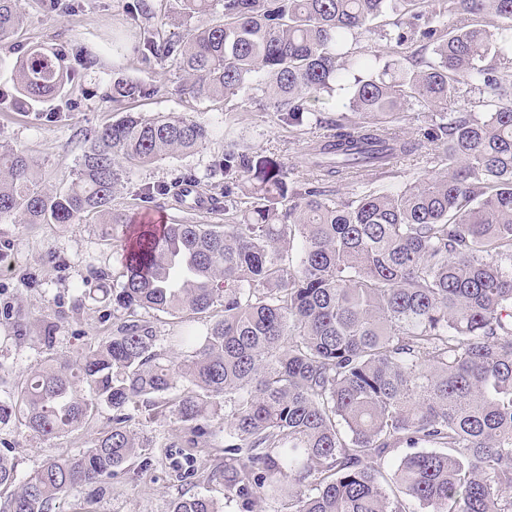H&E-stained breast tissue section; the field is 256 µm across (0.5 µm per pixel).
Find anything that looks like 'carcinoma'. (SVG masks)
<instances>
[{
    "label": "carcinoma",
    "instance_id": "cac0c4a2",
    "mask_svg": "<svg viewBox=\"0 0 512 512\" xmlns=\"http://www.w3.org/2000/svg\"><path fill=\"white\" fill-rule=\"evenodd\" d=\"M188 17L214 0H179ZM221 15L186 33L143 27L127 38L146 64L169 62L204 101L263 97L290 126L336 84H350L335 132L308 146L326 181L387 171L428 145L447 172L394 190L326 193L224 145V212L234 190L259 203L229 224H143L126 246L112 303L194 316L204 332L167 337L123 323L79 360L46 356L0 397V424L54 437L112 410L92 446L19 475L0 454V512H53L124 471L141 448L130 409L172 410L186 448L224 429V499L281 497L288 512H512V0H220ZM23 22L0 0V41ZM365 41L361 49L354 44ZM432 49V55L423 54ZM62 52L30 47L13 65L15 100L48 98L71 79ZM482 93L481 111L462 87ZM159 91L113 74L112 103ZM428 113L424 140L399 134L401 112ZM206 123L126 115L101 127L70 181L45 190L34 161L0 149V220L74 224L112 210L127 167L197 151ZM297 242L296 253H289ZM224 405V415L218 405ZM411 452L382 472L386 458ZM171 512H222L181 496Z\"/></svg>",
    "mask_w": 512,
    "mask_h": 512
}]
</instances>
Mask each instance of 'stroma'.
<instances>
[{
  "label": "stroma",
  "mask_w": 512,
  "mask_h": 512,
  "mask_svg": "<svg viewBox=\"0 0 512 512\" xmlns=\"http://www.w3.org/2000/svg\"><path fill=\"white\" fill-rule=\"evenodd\" d=\"M77 10L60 14L45 0H22L24 24L13 41H0V90L12 92L11 64L21 48L45 45L68 55L82 53L92 59L76 69L62 96L36 104H0V145L23 150L38 165L44 186L55 188L68 179L85 142L104 124L117 118L105 92L113 72L158 85V93L125 101L122 110L152 116L174 113L209 124L214 135L190 155H176L128 171L113 197L114 209L130 220L145 210L137 198L147 184L177 182L194 174L204 194L223 197L224 176L213 168L231 139L250 151L272 158L289 170L293 188H303L314 175L305 159L312 140L330 134L329 123L343 110L346 93L335 90L321 95L302 128L288 126L267 101L249 102L233 96L213 102L198 101L183 91L184 77L168 63L144 66L137 54L112 53V35L131 20L127 0H79ZM434 147L401 159L390 173H363L358 190H392L423 177L443 175L444 167ZM123 244L107 235L104 225L27 224L21 219L0 221V369L10 383L22 382L29 369L44 356L38 340L41 324L56 323L53 355L73 361L90 345L111 336L124 322H149L157 347L166 339L188 330L204 329L208 316L188 319L153 311H129L100 299L99 289L119 287L123 281ZM110 409H101L89 425L54 438L25 431L19 423L0 425V452L18 465L20 473L32 472L47 458L89 447L110 420ZM131 430L143 446L124 474L111 483L82 489L59 506L60 512H170L180 495H206L224 502V512H288L284 499L269 498L252 504L225 502L219 482L181 481L185 460L181 447L187 430L174 414L152 417L148 409L135 412Z\"/></svg>",
  "instance_id": "obj_1"
}]
</instances>
